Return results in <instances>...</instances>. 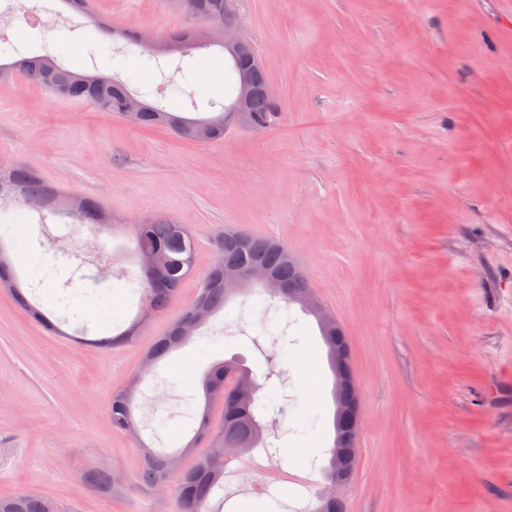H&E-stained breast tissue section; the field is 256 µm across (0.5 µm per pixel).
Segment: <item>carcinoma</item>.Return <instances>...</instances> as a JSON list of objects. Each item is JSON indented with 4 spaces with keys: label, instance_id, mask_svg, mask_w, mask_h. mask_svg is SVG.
<instances>
[{
    "label": "carcinoma",
    "instance_id": "1",
    "mask_svg": "<svg viewBox=\"0 0 512 512\" xmlns=\"http://www.w3.org/2000/svg\"><path fill=\"white\" fill-rule=\"evenodd\" d=\"M199 15L186 20V24L174 31L160 35V41L166 52H179L191 56L200 49L215 45L219 30L224 28V0H198ZM0 80L19 75L26 81L72 99L83 100L99 112H112L124 115L122 98L131 92L133 76L119 78L100 73H84L70 70L61 65L56 58L49 56L26 57L14 46L0 47ZM250 76L253 84L261 89L250 107L252 124L250 129L262 131L273 125L279 115L278 104L269 93L262 92L268 87V78L261 61L251 65ZM169 127L179 138L195 141L192 132L198 128L209 130L206 141L224 139L227 132L236 125L231 113L212 112L206 117L190 118L165 112L146 100H141V109L137 112V126ZM9 196L19 206L39 197L47 207L55 209L66 206L67 198L48 187L26 166L0 168V198ZM81 224H99L107 226L114 223L112 215L95 199L80 197V206L73 210ZM14 217L10 208L0 204V288L9 290L20 306L32 317L50 330L57 327L24 296L16 278L15 269L3 244L4 233L9 231ZM136 252L164 251L170 257L168 268L155 276L141 272V279L127 278L130 286L141 287L142 304L150 312H160L173 304L180 293L184 279L192 272L194 263V239L182 224H176L167 218L146 219L134 225ZM215 250L223 253V264H215L205 275L197 295L182 313L179 322L186 325V332H178L177 326L158 337L146 352L153 361H158L179 347L203 323L195 322L198 311L204 309L208 316L218 313L231 300L229 291L224 288V267L230 265L257 266L266 269L277 279L288 282L297 292L307 294L311 291L309 282L297 264L288 247L275 241L253 235L241 234L226 229L217 234ZM140 325L136 319L124 330L113 336H102L91 343L103 351L119 344L134 341ZM253 388L255 382L249 371L234 359H225L212 365L202 379L201 387L204 406L201 412L190 410L187 416L198 423L194 437L179 451L168 453L158 451L144 443H139L140 469L139 484L151 491H163L169 482H175V512H220L218 506L211 505L215 498L214 488L224 487V461L228 455L239 451L257 448L264 443V434L268 426L264 423L262 412L256 399V391L244 393L241 384ZM138 381L128 387L112 393L109 406V418L112 430L139 437V430L133 416V396ZM221 406V418L215 422L211 418L210 408ZM189 456L192 464L187 468L179 466L178 459ZM83 483L104 493L115 489L112 473L90 470L83 474ZM315 502L308 512H344V504L330 501L322 492L314 494ZM0 512H67L55 500L38 493H26L13 497L0 496Z\"/></svg>",
    "mask_w": 512,
    "mask_h": 512
}]
</instances>
